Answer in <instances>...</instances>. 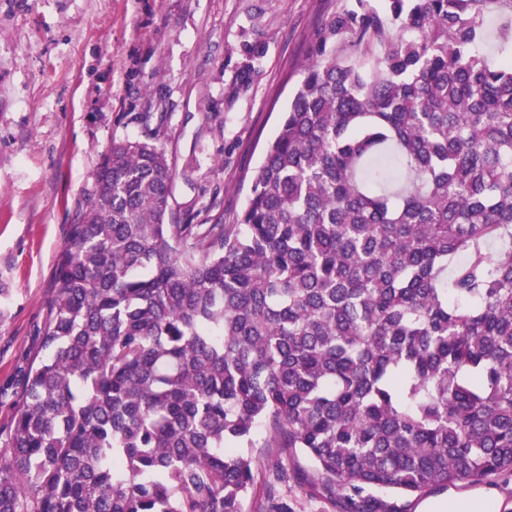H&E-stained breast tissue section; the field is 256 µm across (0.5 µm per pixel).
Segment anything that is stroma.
I'll return each mask as SVG.
<instances>
[{
    "mask_svg": "<svg viewBox=\"0 0 512 512\" xmlns=\"http://www.w3.org/2000/svg\"><path fill=\"white\" fill-rule=\"evenodd\" d=\"M353 0H0V428L39 345L58 255L113 140L152 134L177 224L225 221L327 24ZM244 512H350L300 453L252 451ZM399 512H512V475L396 498Z\"/></svg>",
    "mask_w": 512,
    "mask_h": 512,
    "instance_id": "35a3bbf8",
    "label": "stroma"
}]
</instances>
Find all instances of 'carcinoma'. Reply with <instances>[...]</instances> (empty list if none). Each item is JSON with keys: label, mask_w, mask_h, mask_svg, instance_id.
I'll return each instance as SVG.
<instances>
[{"label": "carcinoma", "mask_w": 512, "mask_h": 512, "mask_svg": "<svg viewBox=\"0 0 512 512\" xmlns=\"http://www.w3.org/2000/svg\"><path fill=\"white\" fill-rule=\"evenodd\" d=\"M304 73L231 224L170 223L166 150L112 140L0 512H243L257 446L354 512L512 474V0H355Z\"/></svg>", "instance_id": "obj_1"}]
</instances>
